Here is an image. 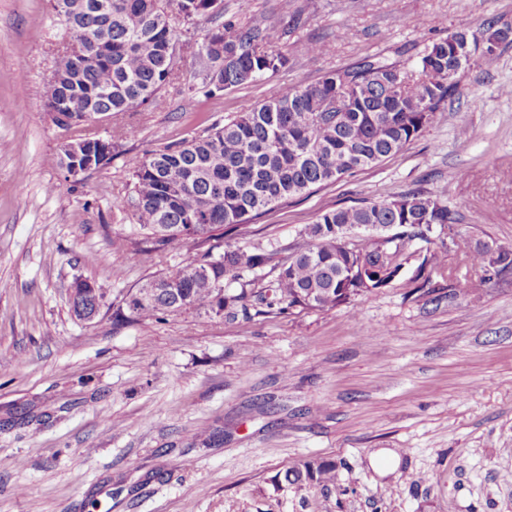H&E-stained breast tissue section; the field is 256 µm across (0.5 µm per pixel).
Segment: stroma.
Here are the masks:
<instances>
[{"mask_svg": "<svg viewBox=\"0 0 512 512\" xmlns=\"http://www.w3.org/2000/svg\"><path fill=\"white\" fill-rule=\"evenodd\" d=\"M224 17L288 29L297 65L185 93L212 26L198 19L178 84L113 116L106 134L134 136L75 185L57 164L69 133L42 102L58 21L48 0H0V512H512V270L467 261L512 248V42L472 61L398 154L279 203L245 239L293 246L320 211L421 189L459 215L431 245L457 283L417 254L350 310L112 322L128 290L191 259L174 244L149 266L122 245L131 156L367 56L412 63L461 18L512 28V0H224ZM313 40L331 53L304 58ZM481 276L480 298L459 285ZM78 277L109 289L91 322L70 312ZM306 459L335 463L336 485L287 483Z\"/></svg>", "mask_w": 512, "mask_h": 512, "instance_id": "1", "label": "stroma"}]
</instances>
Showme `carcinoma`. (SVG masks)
Masks as SVG:
<instances>
[{"label":"carcinoma","instance_id":"cac0c4a2","mask_svg":"<svg viewBox=\"0 0 512 512\" xmlns=\"http://www.w3.org/2000/svg\"><path fill=\"white\" fill-rule=\"evenodd\" d=\"M50 0L61 24L59 47L89 34L86 57L59 75L55 97L75 105L88 121L68 127L74 137L95 139L94 121L148 106L178 78L176 23L214 14L216 30L198 49L204 62L203 88L213 96L256 82L295 64L266 27L222 21L224 0ZM467 40L471 56L492 65L497 54L483 52L490 41L512 38L502 29L464 24L450 33ZM458 92L448 38L427 44L412 68L366 57L350 68L330 70L311 85L289 86L272 100L251 103L224 123L190 139L169 143L130 160L131 181L117 204L134 225L125 238L151 265L173 243L193 253L227 233L245 234L275 204L303 197L373 167L399 152L432 123L442 104ZM457 223L445 200L414 190L391 200L324 210L301 235L294 257L275 261L277 251L228 245L217 256L205 252L176 270L156 272L128 291L112 308V321L147 325L185 313L250 320L258 316L328 312L400 278L405 248L426 232ZM395 224L400 236L336 244L342 226L372 230ZM474 265L512 266V249L499 246L470 253ZM239 287L232 289L230 284ZM107 288L70 295L73 315L86 320L105 305ZM291 484H336V464L306 460L285 471Z\"/></svg>","mask_w":512,"mask_h":512}]
</instances>
